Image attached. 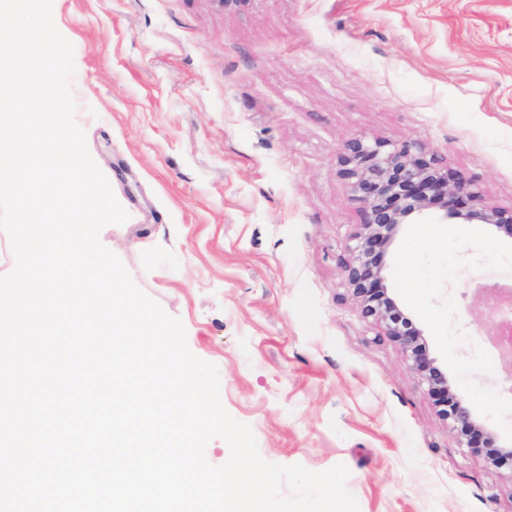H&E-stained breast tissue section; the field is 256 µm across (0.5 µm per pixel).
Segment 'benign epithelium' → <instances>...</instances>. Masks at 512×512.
I'll list each match as a JSON object with an SVG mask.
<instances>
[{"label":"benign epithelium","instance_id":"benign-epithelium-1","mask_svg":"<svg viewBox=\"0 0 512 512\" xmlns=\"http://www.w3.org/2000/svg\"><path fill=\"white\" fill-rule=\"evenodd\" d=\"M338 173L346 182L351 201L362 216L342 272L365 316L383 325L386 335L398 342L412 368L427 382L431 397L449 419L461 447L469 449L475 462L494 464L511 447L497 444L496 436L482 427L471 404L458 396L424 342L423 330L406 317L389 293L385 257L400 236L426 211H435L442 224L487 226L512 241V207L489 205L478 186L417 143L367 140L351 137L339 148ZM489 314L496 317V339L501 349L512 348V302L494 301Z\"/></svg>","mask_w":512,"mask_h":512}]
</instances>
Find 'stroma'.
I'll return each mask as SVG.
<instances>
[{"label":"stroma","mask_w":512,"mask_h":512,"mask_svg":"<svg viewBox=\"0 0 512 512\" xmlns=\"http://www.w3.org/2000/svg\"><path fill=\"white\" fill-rule=\"evenodd\" d=\"M88 150L128 212L102 244L214 364L281 465L349 471L359 512H512L341 268L352 136L413 140L512 206V0H53ZM462 270L457 353L490 349Z\"/></svg>","instance_id":"stroma-1"}]
</instances>
